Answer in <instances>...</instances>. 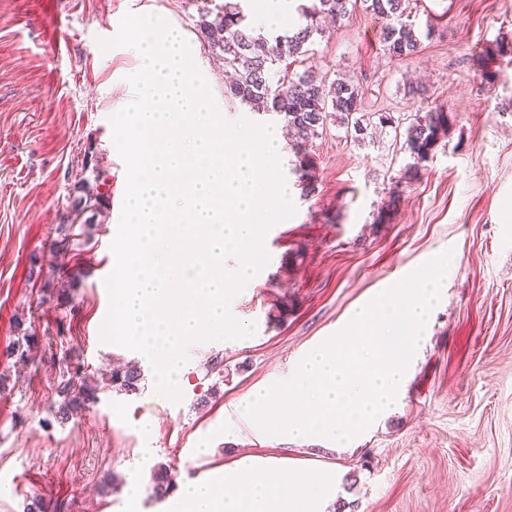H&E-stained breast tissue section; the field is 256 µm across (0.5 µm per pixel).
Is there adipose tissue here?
Wrapping results in <instances>:
<instances>
[{
    "instance_id": "adipose-tissue-1",
    "label": "adipose tissue",
    "mask_w": 512,
    "mask_h": 512,
    "mask_svg": "<svg viewBox=\"0 0 512 512\" xmlns=\"http://www.w3.org/2000/svg\"><path fill=\"white\" fill-rule=\"evenodd\" d=\"M340 475L281 463H244L216 480L180 482L168 512H325Z\"/></svg>"
}]
</instances>
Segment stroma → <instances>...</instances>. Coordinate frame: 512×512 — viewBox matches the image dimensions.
Instances as JSON below:
<instances>
[{"mask_svg": "<svg viewBox=\"0 0 512 512\" xmlns=\"http://www.w3.org/2000/svg\"><path fill=\"white\" fill-rule=\"evenodd\" d=\"M223 2L0 0V512H24L36 496L66 512H167L153 495L154 469L214 480L246 458L340 470L327 512H512V63L493 60L495 84L482 77L484 50L512 43V0H410L409 23L435 30L406 60L381 43L384 19L360 8L314 35L308 64L327 80L359 82L364 111L405 123L435 108L447 114L430 158L408 171L394 129L360 143L331 121L307 146L316 190L306 195L284 148L297 212L268 230V265L230 302L256 332L190 342L181 401L157 391L144 356L101 341L126 185L110 118L131 100L127 77L140 60L99 42L125 13L156 14L183 31L225 118L282 128L278 116L225 95L224 63L196 26ZM418 84L424 95L412 94ZM91 193L101 206L78 220ZM66 229L75 241L58 259ZM447 249L446 293L405 394L356 449L262 436L237 414L357 305ZM64 287L69 299L57 300ZM27 331L40 347L21 365L11 349ZM216 359L223 372L208 371ZM127 362L144 375L138 393L106 388L86 411L56 418L62 374L98 377ZM113 474L120 485L105 488Z\"/></svg>", "mask_w": 512, "mask_h": 512, "instance_id": "1", "label": "stroma"}]
</instances>
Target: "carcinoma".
<instances>
[{
    "mask_svg": "<svg viewBox=\"0 0 512 512\" xmlns=\"http://www.w3.org/2000/svg\"><path fill=\"white\" fill-rule=\"evenodd\" d=\"M352 0H312L302 9L305 24L293 33L272 39L258 33L248 22L241 3L224 5L212 13H201L199 30L214 51H220L224 68L234 74L226 88L227 96L248 104L255 112H271L282 117L291 134V148L298 158V170L313 166L312 156L306 151L307 142L314 138L328 121L334 119L346 129L352 139H364L368 127H399L400 122L387 112L368 115L362 112V91L344 79L329 84L309 68L301 73L284 71L278 74L276 66L290 57L299 59L308 54V44L314 35L322 33L320 20L339 19L349 12ZM409 0H362L371 13L386 20L381 38L390 56L398 59L418 54L422 47L420 34L413 25L401 21ZM448 118L441 111L418 117L405 130V147L416 163L429 159L433 148L445 132ZM143 379L137 366L112 369L105 379L111 386L127 394L140 390ZM101 390L100 382H88L86 377L64 378L57 395V414L68 419L86 408ZM154 497L161 498L175 489L172 472L159 467L152 477Z\"/></svg>",
    "mask_w": 512,
    "mask_h": 512,
    "instance_id": "carcinoma-1",
    "label": "carcinoma"
}]
</instances>
